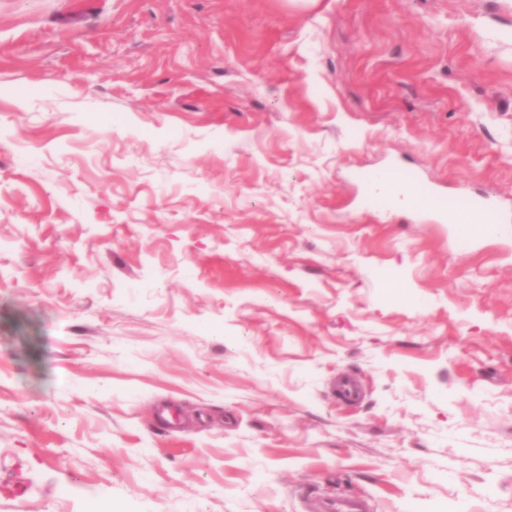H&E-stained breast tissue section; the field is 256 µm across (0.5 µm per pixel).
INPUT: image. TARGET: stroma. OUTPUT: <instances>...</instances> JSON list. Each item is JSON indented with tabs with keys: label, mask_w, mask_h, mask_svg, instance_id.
I'll return each instance as SVG.
<instances>
[{
	"label": "stroma",
	"mask_w": 512,
	"mask_h": 512,
	"mask_svg": "<svg viewBox=\"0 0 512 512\" xmlns=\"http://www.w3.org/2000/svg\"><path fill=\"white\" fill-rule=\"evenodd\" d=\"M481 195L512 0H0V512H512ZM382 180L390 181L394 186H396L399 190L402 191V193L398 195L399 200L409 201L412 200L418 194L416 182L408 179L396 181L386 171H379L367 175L365 177L367 189L369 190L372 185ZM486 205L483 199H473L470 207L463 212H447L445 210H441L437 212V218L441 223L448 224H466L465 220L469 219V223L473 226H477L482 228V230H486L490 225V220L487 218H469L471 214H476L481 211L486 210ZM469 210V211H467ZM467 211V212H466Z\"/></svg>",
	"instance_id": "stroma-1"
}]
</instances>
